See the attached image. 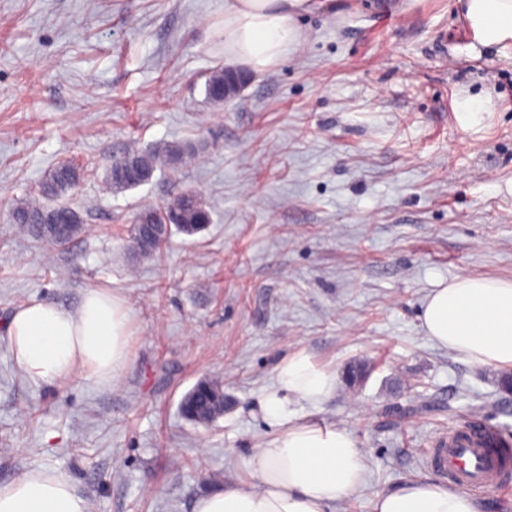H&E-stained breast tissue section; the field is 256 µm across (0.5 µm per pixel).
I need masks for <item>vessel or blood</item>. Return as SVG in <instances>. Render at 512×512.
<instances>
[{
  "mask_svg": "<svg viewBox=\"0 0 512 512\" xmlns=\"http://www.w3.org/2000/svg\"><path fill=\"white\" fill-rule=\"evenodd\" d=\"M498 440V434L485 427L449 428L430 448L427 466L461 490L497 487L512 479V465L497 449Z\"/></svg>",
  "mask_w": 512,
  "mask_h": 512,
  "instance_id": "1",
  "label": "vessel or blood"
}]
</instances>
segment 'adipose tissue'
I'll use <instances>...</instances> for the list:
<instances>
[{
  "label": "adipose tissue",
  "mask_w": 512,
  "mask_h": 512,
  "mask_svg": "<svg viewBox=\"0 0 512 512\" xmlns=\"http://www.w3.org/2000/svg\"><path fill=\"white\" fill-rule=\"evenodd\" d=\"M319 0H224V63L261 71L298 50V23ZM473 45L512 58V0H456ZM431 342L475 365L512 367V280L461 276L435 290L421 312ZM129 311L94 291L70 311L48 302L17 309L8 336L19 370L51 384L81 373L118 382L129 358ZM335 371L302 352L282 360L261 404L272 435L243 464L251 481L225 483L197 499L194 512H336L363 485L368 460L356 435L290 413L291 402L319 407L336 391ZM0 512H91L65 473L28 470L0 484ZM374 512H487L485 500L425 478L379 493Z\"/></svg>",
  "instance_id": "1"
}]
</instances>
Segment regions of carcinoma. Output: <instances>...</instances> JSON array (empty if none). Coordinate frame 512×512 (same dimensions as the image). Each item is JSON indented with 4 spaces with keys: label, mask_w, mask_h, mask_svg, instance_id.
<instances>
[{
    "label": "carcinoma",
    "mask_w": 512,
    "mask_h": 512,
    "mask_svg": "<svg viewBox=\"0 0 512 512\" xmlns=\"http://www.w3.org/2000/svg\"><path fill=\"white\" fill-rule=\"evenodd\" d=\"M226 70L219 66L208 75L204 92L207 101L224 104V96L217 88L224 85ZM195 154L194 148L172 143L152 151L128 149L114 158L106 171L105 183L116 193L135 189L150 180L158 164L174 167ZM81 168L61 164L51 169L42 181L40 200H23L13 209L14 223L26 228L37 241L57 245L82 233L81 215L67 202L66 197L83 178ZM210 223V215L200 196L187 191L159 207L152 203L139 206L132 224L133 239L138 253L149 258L160 250L171 231L186 235L202 231ZM207 391L190 389L192 396L181 399V416L195 424L208 427L223 416L224 385L219 378H206Z\"/></svg>",
    "instance_id": "cac0c4a2"
}]
</instances>
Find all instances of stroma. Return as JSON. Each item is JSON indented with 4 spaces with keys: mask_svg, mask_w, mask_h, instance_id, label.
Segmentation results:
<instances>
[{
    "mask_svg": "<svg viewBox=\"0 0 512 512\" xmlns=\"http://www.w3.org/2000/svg\"><path fill=\"white\" fill-rule=\"evenodd\" d=\"M299 24L302 48L215 106L204 84L224 62V0H0V484L56 470L91 512H193L249 480L241 460L271 434L260 404L296 352L339 385L291 412L367 453L336 512H373L377 493L431 477L424 455L450 427L512 434L501 370L436 346L419 320L439 283L512 280V59L470 51L454 0H326ZM466 101L484 108L473 128ZM172 142L203 153L107 189L113 156ZM64 162L86 171L68 197L84 231L40 245L13 207ZM188 190L210 224L133 260L138 202ZM94 290L129 309L121 380L27 379L14 310L74 309ZM207 376L225 403L204 428L179 403Z\"/></svg>",
    "mask_w": 512,
    "mask_h": 512,
    "instance_id": "35a3bbf8",
    "label": "stroma"
}]
</instances>
